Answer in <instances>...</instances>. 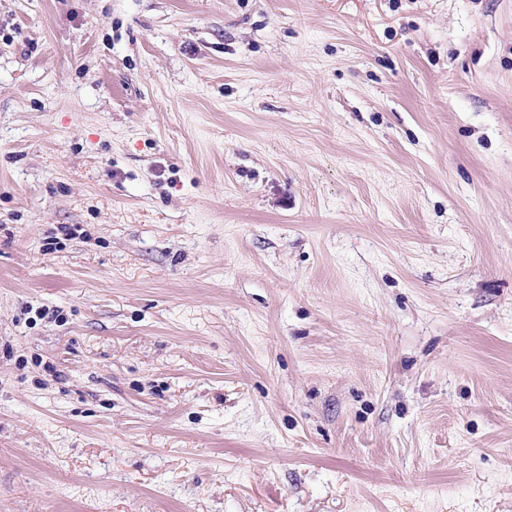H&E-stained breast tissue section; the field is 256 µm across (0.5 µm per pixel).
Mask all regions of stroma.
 I'll return each mask as SVG.
<instances>
[{
	"label": "stroma",
	"instance_id": "35a3bbf8",
	"mask_svg": "<svg viewBox=\"0 0 512 512\" xmlns=\"http://www.w3.org/2000/svg\"><path fill=\"white\" fill-rule=\"evenodd\" d=\"M0 512H512V0H0Z\"/></svg>",
	"mask_w": 512,
	"mask_h": 512
}]
</instances>
